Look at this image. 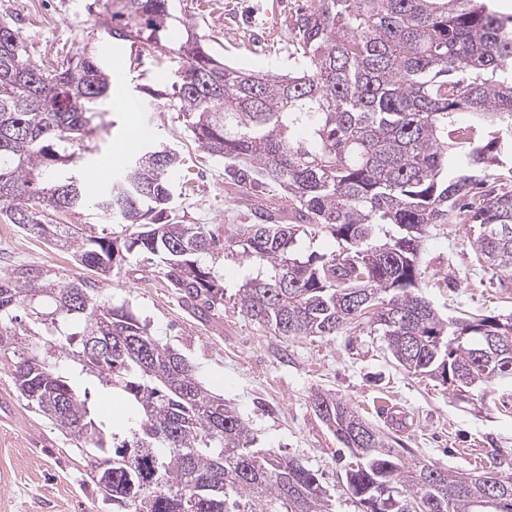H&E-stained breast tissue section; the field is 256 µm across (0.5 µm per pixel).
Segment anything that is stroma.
<instances>
[{"label":"stroma","mask_w":512,"mask_h":512,"mask_svg":"<svg viewBox=\"0 0 512 512\" xmlns=\"http://www.w3.org/2000/svg\"><path fill=\"white\" fill-rule=\"evenodd\" d=\"M311 0H175L190 25L210 48L239 66L286 70L296 13ZM101 0H0V19L11 22L37 64L85 53L111 74L108 98L98 107L81 153L86 172L104 166L114 146L129 138L136 119L147 138L175 149L181 158L173 180L172 216L185 224H204L231 237L247 223L253 198L228 183L222 161L195 142L171 100L149 96L168 90L178 61L157 50L113 57L112 41L98 22ZM249 23L278 32V39L236 46L224 39L226 22ZM136 98L135 116L118 109ZM146 138V139H147ZM57 224L81 225L85 236H124L111 216L86 205L53 216ZM474 233L465 224L441 227L425 242L420 258L423 291L444 314L466 311L498 316L512 313V294L498 288L492 271L481 266L471 247ZM33 265L63 282L87 278L72 253L19 231L0 216V275ZM224 280V305L215 316L195 317L169 288L159 262L130 255L121 270L97 279L99 299L126 305L163 343L196 368L201 384L223 396L246 420L258 450L297 459L315 471L328 491L331 512H360L346 490L340 442L315 413L311 396L324 392L341 399L357 415L393 437L411 457L426 458L449 470L479 474L490 461L512 473V379L495 378L458 398L442 383L420 379L393 359L368 324H354L333 336L283 339L240 311L235 293L249 268L230 256L217 259ZM57 367L89 388V406L114 426H129L132 412L111 390L90 386L71 360ZM0 512H112L89 477L88 457L68 437L28 406L17 392L9 359L0 358Z\"/></svg>","instance_id":"stroma-1"}]
</instances>
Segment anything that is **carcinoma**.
<instances>
[{"label":"carcinoma","mask_w":512,"mask_h":512,"mask_svg":"<svg viewBox=\"0 0 512 512\" xmlns=\"http://www.w3.org/2000/svg\"><path fill=\"white\" fill-rule=\"evenodd\" d=\"M173 0H105L101 25L117 43L173 49L177 111L195 141L224 161L246 190L272 185L288 212L255 204L251 223L224 242L170 209L177 153L150 148L97 196V207L135 231L88 239L53 224L86 197L76 152L109 96L111 78L82 54L49 70L34 64L17 29L0 21V206L10 223L69 250L107 276L131 253L152 255L194 313L224 305V281L207 263L227 249L258 266L236 293L252 321L286 339L334 336L366 321L408 372L460 393L491 380L478 355L512 377V314L442 316L421 292L429 229L470 224L472 248L499 287L512 288V16L487 0H313L296 19L288 72L224 62ZM465 109L472 124L459 126ZM328 234L329 254L298 250L303 235ZM32 316L63 332L57 349L103 387L123 395L134 425L111 430L91 413L50 349L21 333ZM0 356L35 411L79 448L95 484L112 469V512H329L318 475L286 455L252 448L237 409L209 393L193 365L124 306L98 299L89 279L64 283L34 266L0 276ZM312 404L351 461L344 477L361 512H512V476L485 477L409 458L382 431L333 396ZM368 435L362 447L355 431Z\"/></svg>","instance_id":"carcinoma-1"}]
</instances>
